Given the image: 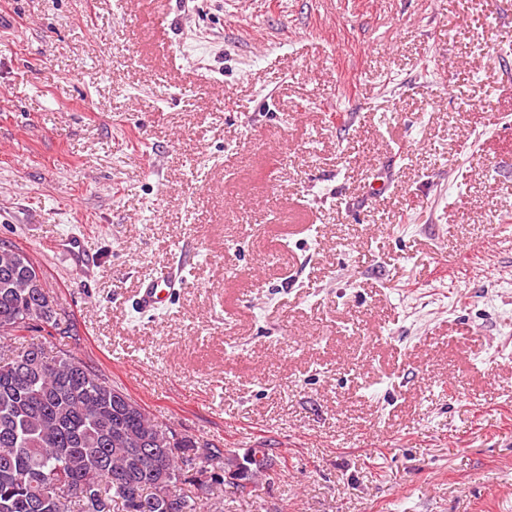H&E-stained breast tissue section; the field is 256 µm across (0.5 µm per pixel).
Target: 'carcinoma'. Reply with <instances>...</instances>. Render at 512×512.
<instances>
[{"label":"carcinoma","mask_w":512,"mask_h":512,"mask_svg":"<svg viewBox=\"0 0 512 512\" xmlns=\"http://www.w3.org/2000/svg\"><path fill=\"white\" fill-rule=\"evenodd\" d=\"M39 271L21 248L0 242V338L39 359L29 369L0 357V512H224L206 490L238 467L211 444L189 473L196 436L173 441L161 423L124 391L70 352L45 356L36 334L57 329L55 304L33 287ZM248 479L269 477L274 449Z\"/></svg>","instance_id":"cac0c4a2"}]
</instances>
